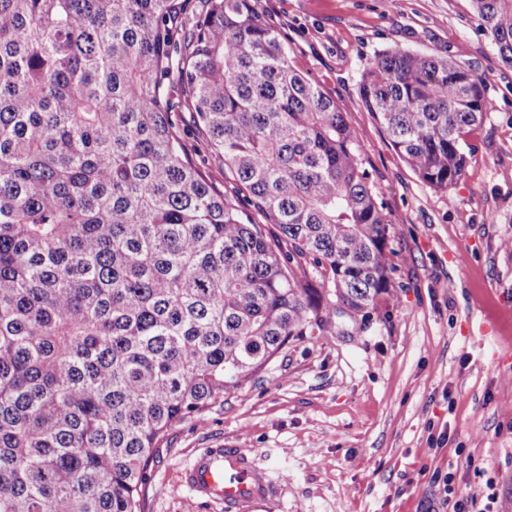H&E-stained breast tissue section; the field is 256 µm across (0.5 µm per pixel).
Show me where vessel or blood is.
<instances>
[{
  "label": "vessel or blood",
  "mask_w": 512,
  "mask_h": 512,
  "mask_svg": "<svg viewBox=\"0 0 512 512\" xmlns=\"http://www.w3.org/2000/svg\"><path fill=\"white\" fill-rule=\"evenodd\" d=\"M247 448H215L195 461L187 485L201 497L223 499L232 512H243L268 490L263 471L250 460Z\"/></svg>",
  "instance_id": "obj_1"
}]
</instances>
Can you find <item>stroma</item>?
<instances>
[{"label": "stroma", "instance_id": "1", "mask_svg": "<svg viewBox=\"0 0 512 512\" xmlns=\"http://www.w3.org/2000/svg\"><path fill=\"white\" fill-rule=\"evenodd\" d=\"M294 66L359 132L389 217L390 291L376 310L332 317L289 342L222 403L173 427L148 474L143 512H226L184 475L209 448H247L269 492L249 512H448L493 486L512 512V67L471 0H259ZM462 56L493 103L467 138V166L441 191L422 182L359 96L386 50ZM189 156L233 195L181 89L168 90ZM489 334H481V326Z\"/></svg>", "mask_w": 512, "mask_h": 512}]
</instances>
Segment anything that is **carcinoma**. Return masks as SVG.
<instances>
[{
	"mask_svg": "<svg viewBox=\"0 0 512 512\" xmlns=\"http://www.w3.org/2000/svg\"><path fill=\"white\" fill-rule=\"evenodd\" d=\"M186 2L0 0V512H142L173 427L389 288L355 127L257 0H206L178 51ZM472 4L512 67V0ZM173 81L266 223L191 160ZM359 95L436 189L493 108L458 59L399 49Z\"/></svg>",
	"mask_w": 512,
	"mask_h": 512,
	"instance_id": "obj_1",
	"label": "carcinoma"
}]
</instances>
